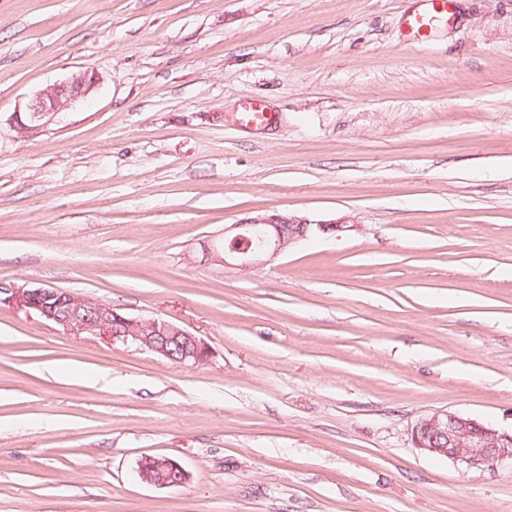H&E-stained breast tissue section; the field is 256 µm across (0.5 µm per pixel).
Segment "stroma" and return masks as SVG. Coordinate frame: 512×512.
Here are the masks:
<instances>
[{
    "instance_id": "stroma-1",
    "label": "stroma",
    "mask_w": 512,
    "mask_h": 512,
    "mask_svg": "<svg viewBox=\"0 0 512 512\" xmlns=\"http://www.w3.org/2000/svg\"><path fill=\"white\" fill-rule=\"evenodd\" d=\"M0 0V282L161 318L179 367L0 303V512H512V471L414 444L512 432V0ZM80 69L35 138L9 119ZM252 98L276 128L241 126ZM348 220L205 259L271 211ZM145 456L188 481L136 475ZM420 7L405 17L408 40L426 41L430 31L448 21V9L455 0H418ZM286 225L291 227L285 231ZM358 227L345 220L312 221L272 211L225 227L222 243H203V252L207 258H216L225 266L245 270L273 261L310 234L348 233L357 231ZM416 446L446 457L466 470L512 469V433L449 412L434 413L413 429ZM137 477L142 483L162 488L182 486L186 471L175 461L161 456H148L137 464Z\"/></svg>"
}]
</instances>
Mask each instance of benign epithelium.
Wrapping results in <instances>:
<instances>
[{
	"mask_svg": "<svg viewBox=\"0 0 512 512\" xmlns=\"http://www.w3.org/2000/svg\"><path fill=\"white\" fill-rule=\"evenodd\" d=\"M98 81L95 72L86 70L44 89L25 105L26 117H21L19 111L12 115L11 127L28 138L42 134L63 111L85 99ZM289 225L297 229L288 234L285 227ZM356 230L358 225L345 220L312 221L272 211L229 225L224 228L222 243H205L203 252L226 266L245 270L276 259L310 234ZM0 302H12L32 310L67 330L107 336L114 342L152 351L174 364L195 365L211 356L202 338L180 326L157 318L121 315L108 304L80 299L58 289L36 285L16 289L0 285ZM413 438L417 447L446 457L467 470L489 466L512 469V433L502 432L491 424L437 412L417 423ZM136 473L141 482L162 488L179 487L187 480L186 471L177 462L161 456L141 459Z\"/></svg>",
	"mask_w": 512,
	"mask_h": 512,
	"instance_id": "1",
	"label": "benign epithelium"
}]
</instances>
